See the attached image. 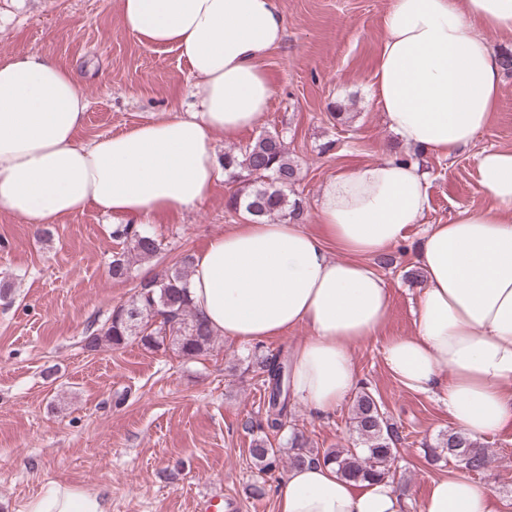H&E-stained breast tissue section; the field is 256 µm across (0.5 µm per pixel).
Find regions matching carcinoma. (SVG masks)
I'll return each instance as SVG.
<instances>
[{
	"mask_svg": "<svg viewBox=\"0 0 512 512\" xmlns=\"http://www.w3.org/2000/svg\"><path fill=\"white\" fill-rule=\"evenodd\" d=\"M224 172L240 181L243 187L226 203L230 212H245L253 220L278 216L299 221L303 215L301 202L288 199V187L298 181L297 165L290 159L288 148L277 132L260 134L245 149L224 153ZM113 235L122 240L123 251L112 260V277H132V259H152L163 250L162 242L138 224H121ZM186 257L149 280H141L130 299L116 306L103 327L86 338V347L94 350L103 341L114 349L130 340L139 341L148 349L159 350L169 344L187 359L197 358L213 349L216 336L194 311L189 290V266ZM246 370L263 378L265 389L283 386V400H288V365L274 358L256 356ZM353 432L358 448H336L318 455L312 452L302 433L291 431L289 448L274 444L270 436L278 435L288 424V407H276L274 393L267 395L265 423L248 420L244 429L260 430L264 436L249 449L259 473L272 475L279 470L283 454H288V466L295 467L312 460H321L336 467L341 477L358 481L385 479L397 452L399 440L395 424L378 410L377 402L365 388L355 397L352 406ZM437 447L458 461L467 459L471 469L481 472L491 461L488 449L462 431H450L439 439Z\"/></svg>",
	"mask_w": 512,
	"mask_h": 512,
	"instance_id": "obj_1",
	"label": "carcinoma"
}]
</instances>
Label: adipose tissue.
I'll list each match as a JSON object with an SVG mask.
<instances>
[{"mask_svg": "<svg viewBox=\"0 0 512 512\" xmlns=\"http://www.w3.org/2000/svg\"><path fill=\"white\" fill-rule=\"evenodd\" d=\"M124 27L179 50L195 78L193 109L173 107L118 133L83 139L88 101L73 73L26 53L0 61V211L48 225L87 207L147 224L203 201L222 171L214 139L256 126L274 94L261 66L286 32L273 0H121ZM512 35V0H393L371 84L409 148L453 156L486 129L502 68L487 32ZM487 208L431 224L418 244L426 286L415 333L383 349L404 387L435 397L475 440L512 429V149L477 159ZM428 208L411 160L338 170L323 184L314 235L289 220L248 221L213 237L193 262L197 314L225 340L259 343L304 326L290 347L289 392L332 413L357 383L354 348L384 325L389 294L369 265L408 237ZM493 490L433 478L424 512H494ZM278 512H404L393 481L352 482L334 466L292 468ZM26 512H108L103 492L54 484Z\"/></svg>", "mask_w": 512, "mask_h": 512, "instance_id": "ef3b65f1", "label": "adipose tissue"}]
</instances>
